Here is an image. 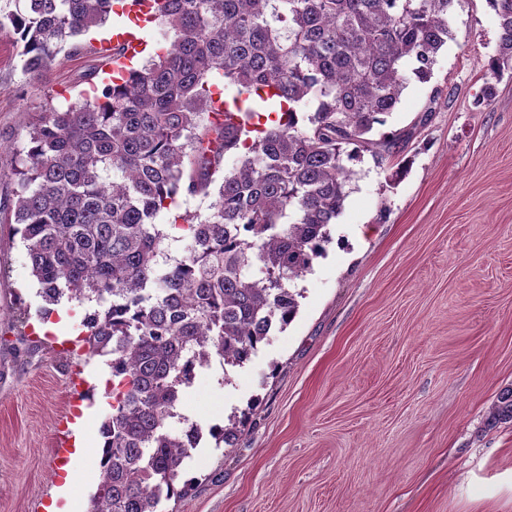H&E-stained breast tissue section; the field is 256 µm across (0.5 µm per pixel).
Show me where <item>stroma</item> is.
<instances>
[{"instance_id": "obj_1", "label": "stroma", "mask_w": 512, "mask_h": 512, "mask_svg": "<svg viewBox=\"0 0 512 512\" xmlns=\"http://www.w3.org/2000/svg\"><path fill=\"white\" fill-rule=\"evenodd\" d=\"M122 23L79 36L85 53L57 55L46 79L55 106L88 88L93 48ZM449 27L431 81H410L386 125L413 131L408 175L390 183L364 155L332 245L295 282L294 321L230 383L215 363L186 389L178 410L201 427L243 420L232 444L201 442L191 488L169 512H512V422L491 420L512 388V73L476 110L498 29L486 0H457ZM43 82L0 35V208ZM436 87L456 95L431 102ZM38 288L1 226L0 512H32L39 499L61 510L70 498L87 512L111 371L77 345V304L57 306L52 340L36 337ZM63 422L86 453L61 471L49 461Z\"/></svg>"}]
</instances>
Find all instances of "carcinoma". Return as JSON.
Returning <instances> with one entry per match:
<instances>
[{
    "instance_id": "cac0c4a2",
    "label": "carcinoma",
    "mask_w": 512,
    "mask_h": 512,
    "mask_svg": "<svg viewBox=\"0 0 512 512\" xmlns=\"http://www.w3.org/2000/svg\"><path fill=\"white\" fill-rule=\"evenodd\" d=\"M23 69L41 80L115 0H8ZM457 0H150L175 32L126 76L59 110L55 90L13 147V225L39 295L87 305L88 354L108 356L88 512H163L203 437L177 406L198 369L242 367L296 317L290 282L331 242L364 154L383 165L412 132L376 134L409 78L431 80ZM489 70H512V0ZM236 90L214 111L221 86ZM217 200L203 217L184 195ZM186 243L171 262L163 245ZM236 423L214 425L215 447Z\"/></svg>"
}]
</instances>
